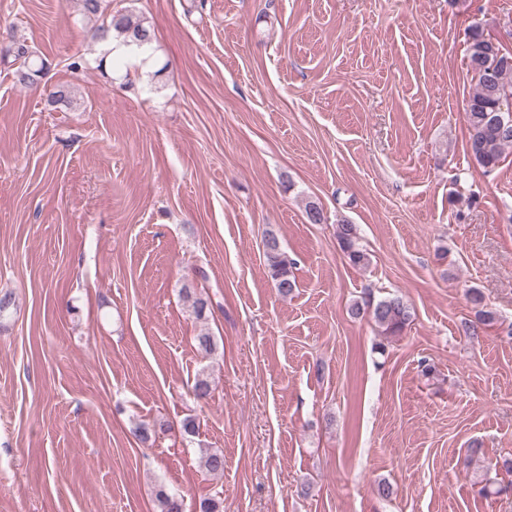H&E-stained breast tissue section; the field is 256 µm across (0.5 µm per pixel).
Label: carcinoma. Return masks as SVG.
Wrapping results in <instances>:
<instances>
[{
	"label": "carcinoma",
	"mask_w": 512,
	"mask_h": 512,
	"mask_svg": "<svg viewBox=\"0 0 512 512\" xmlns=\"http://www.w3.org/2000/svg\"><path fill=\"white\" fill-rule=\"evenodd\" d=\"M83 15L100 17L102 22L93 32V38L110 42L117 37L131 51L137 53L152 41L150 29L144 21L128 12H107L106 0H81ZM468 66L475 86L466 101L465 117L470 130L467 144L472 162L490 172L499 166L506 150L512 149V116L501 111V107L512 99V52L486 38L483 31L473 26L468 31ZM3 57L12 56L19 63L17 81L22 85L35 84L46 69L45 61L23 41L9 37V44L0 49ZM336 237L354 266L368 263V255L357 244L356 225L347 221L337 224ZM268 276L278 292L286 297L296 287L293 273L295 262L283 251L279 237L267 233L264 239ZM470 301L474 305L475 319L465 323L464 333L472 338L479 330L496 321V313L484 304L482 294L473 289ZM368 313L380 329L381 335L389 338L400 335L412 322V308L399 296L366 302V306L354 303L351 313ZM191 392L195 399L210 396L211 381L208 374L199 373ZM202 467L212 474L224 473V454L218 450L206 451L200 457ZM159 512H184L183 499L160 489L156 493Z\"/></svg>",
	"instance_id": "1"
}]
</instances>
